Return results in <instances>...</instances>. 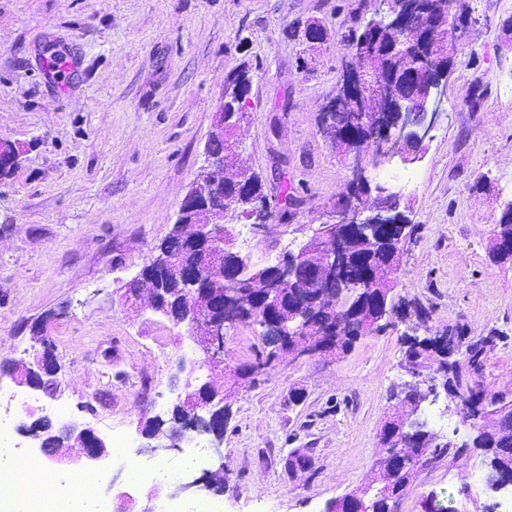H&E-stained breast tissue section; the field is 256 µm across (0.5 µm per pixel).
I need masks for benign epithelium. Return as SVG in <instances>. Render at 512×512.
Wrapping results in <instances>:
<instances>
[{
  "mask_svg": "<svg viewBox=\"0 0 512 512\" xmlns=\"http://www.w3.org/2000/svg\"><path fill=\"white\" fill-rule=\"evenodd\" d=\"M366 27L376 37L387 32L404 38L413 31L420 32L430 43L429 52L421 55L415 67L400 80L382 78L371 83L362 70L348 68L343 72L340 82L343 94L327 103L324 126H331L329 113L341 108L343 96L352 100L360 98L367 88L383 101V111L391 113L393 120L388 124L382 122L364 134L353 127L342 128L346 142L344 155L352 157L347 192L326 208L323 213L326 220L313 229L306 246L297 253L284 254L271 264L251 263L241 258L236 267L222 269L220 275H215V268L219 267L217 257L224 252V215L230 208L222 205L219 192L227 175L224 151L208 143L196 181L181 201L173 232L154 248L151 258L122 295L125 304L131 305L141 292H147L153 312L175 326L186 325L196 354L178 362V371L184 375L183 388L173 404L178 417L169 422L153 418L151 427L141 428L142 435L150 440L146 445L148 452L176 449L191 433L210 435L217 442L222 440L229 420L225 412L227 397L211 382H199L195 373L200 361L215 366L224 363V330L246 321L259 327L260 335L276 350L285 346L298 357L335 356L340 353L343 325L339 321L327 328L314 324L312 316L320 307L334 304L338 310L352 311L366 295H373L369 311L358 315L361 336L380 331L382 321L395 313L392 286L380 288L372 274L356 276L351 272L363 260V255L351 249L353 230L379 244L390 240L399 245L407 237L409 225L405 211L409 207L401 206V194L378 183L371 184L370 173L389 155L398 156L404 162L419 159L440 114L451 70V66L440 64L437 39H444L452 50L458 38L455 28L448 25L447 14L430 17L427 0H378ZM295 38L309 47L327 41L323 28L315 22L299 27ZM21 152L20 144L0 140V162L13 165ZM372 191L376 197L370 204L367 195ZM269 210L268 199L250 197L248 222L256 233L266 232L270 224ZM304 260L308 264L301 280L299 269ZM150 266L168 271L181 282L177 305L168 304L163 289L150 287L145 276ZM299 281L303 285L302 300L286 311L285 297L289 288ZM39 343L42 350L35 353L33 360L15 362L6 374L17 385L52 398L59 389L60 366L58 361L48 358L46 340L41 338ZM411 374L415 381L407 384L402 400L404 411L397 418L401 432L409 425H419L417 414L421 404L437 394L438 389L437 376L425 377L416 366ZM40 411V406L25 405L24 415L31 423L21 425V432L36 440L46 461L58 463L66 458L82 464L110 455L105 440L95 429L76 422L61 426ZM422 453L423 449H408L398 437H392L390 450L379 462L378 492L397 500V482L414 470ZM193 487L223 491L224 468L206 472L182 489ZM372 489L369 485L350 494L349 501L357 504V512H375L370 496Z\"/></svg>",
  "mask_w": 512,
  "mask_h": 512,
  "instance_id": "1",
  "label": "benign epithelium"
}]
</instances>
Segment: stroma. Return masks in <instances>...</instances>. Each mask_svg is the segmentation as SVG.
<instances>
[{"instance_id": "1", "label": "stroma", "mask_w": 512, "mask_h": 512, "mask_svg": "<svg viewBox=\"0 0 512 512\" xmlns=\"http://www.w3.org/2000/svg\"><path fill=\"white\" fill-rule=\"evenodd\" d=\"M370 0H0V139L23 145L0 180V366L50 340L62 366L58 399L70 418L105 439L134 436L144 463H182L190 442L150 455L139 427L166 414L188 336L138 301L120 299L171 230L215 131L224 81L241 64L254 75L244 145L227 167L259 173L280 205L286 184L302 204L292 220L256 236L231 221L235 247L261 258L298 251L324 208L345 192L347 160L322 136L319 114L351 52L338 39ZM459 35L447 103L422 158L387 166L417 179L410 193L417 231L401 247L394 297L402 307L380 332L341 357L270 355L254 329L224 335V364L201 365L203 381L226 385V368L252 367L229 393L231 416L209 470L224 469V512H324L367 486L383 455L384 423L403 411L409 381L405 336L464 328L497 332L477 378L512 390V262L495 261L491 240L512 201V0H448ZM315 20L329 44L312 71L288 32ZM78 58L66 86L46 69L51 52ZM304 400L289 404L291 391ZM437 443L425 449L396 512L452 504L455 512H502L512 488L486 478L465 484L481 422L439 393L420 413ZM465 447L463 456L455 448ZM308 469H289L295 449Z\"/></svg>"}]
</instances>
